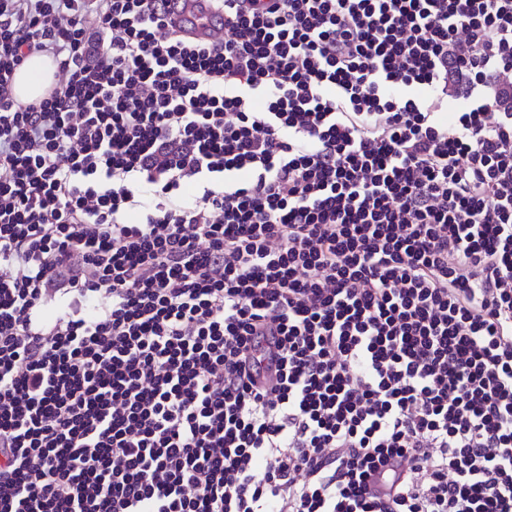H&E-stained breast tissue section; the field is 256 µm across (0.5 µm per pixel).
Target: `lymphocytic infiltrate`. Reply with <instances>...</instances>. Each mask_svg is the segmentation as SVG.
Masks as SVG:
<instances>
[{"label": "lymphocytic infiltrate", "instance_id": "f902f5d3", "mask_svg": "<svg viewBox=\"0 0 512 512\" xmlns=\"http://www.w3.org/2000/svg\"><path fill=\"white\" fill-rule=\"evenodd\" d=\"M171 3L0 0V512H512V0ZM186 18H188L190 21H194L189 15L187 14H176L173 16V22L176 26H184V22H186ZM220 24V20L217 19V21L209 20L205 24H197L195 23L191 28H186L184 30V34L189 37L194 38H210L214 34H216L218 31V25ZM56 67L52 58L31 57L17 72L14 93L17 100L31 102L42 96L44 89L55 81Z\"/></svg>", "mask_w": 512, "mask_h": 512}]
</instances>
